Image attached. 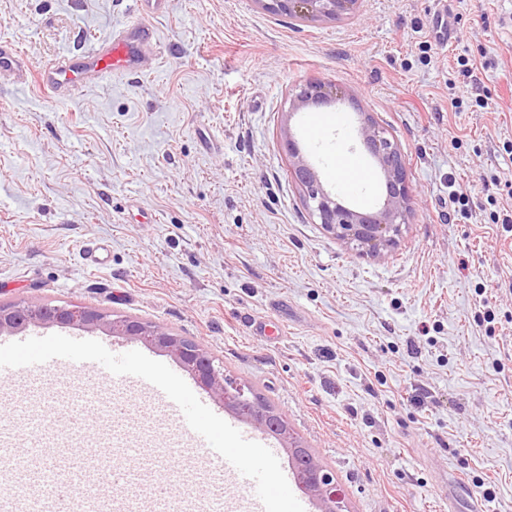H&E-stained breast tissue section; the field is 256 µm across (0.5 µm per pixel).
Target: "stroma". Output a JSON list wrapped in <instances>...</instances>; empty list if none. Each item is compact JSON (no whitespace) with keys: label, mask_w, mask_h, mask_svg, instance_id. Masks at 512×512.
<instances>
[{"label":"stroma","mask_w":512,"mask_h":512,"mask_svg":"<svg viewBox=\"0 0 512 512\" xmlns=\"http://www.w3.org/2000/svg\"><path fill=\"white\" fill-rule=\"evenodd\" d=\"M434 0H362L336 21L295 20L258 0H0V39L30 71L146 21L160 49L138 74L56 99L0 80V304L84 306L207 347L332 472L350 512H512V0H450L455 34L433 41ZM479 82H455L458 56ZM309 80L330 106L288 116ZM483 106H476V98ZM369 112L399 147L414 193L390 251L344 244L310 217L281 129L325 185L362 148L340 116ZM469 198L455 213L448 186ZM108 263L88 269L87 248ZM282 321L273 344L256 321ZM79 373L0 378V425L26 397ZM166 452L174 502L202 453L133 400L120 454Z\"/></svg>","instance_id":"stroma-1"}]
</instances>
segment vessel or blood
Wrapping results in <instances>:
<instances>
[{"label": "vessel or blood", "mask_w": 512, "mask_h": 512, "mask_svg": "<svg viewBox=\"0 0 512 512\" xmlns=\"http://www.w3.org/2000/svg\"><path fill=\"white\" fill-rule=\"evenodd\" d=\"M431 29L440 42H448V0H438ZM154 29L130 25L96 42L78 57H65L40 70V86L59 98L75 94L91 81L113 74H135L146 52L157 49ZM27 81L24 58L14 43L0 40V78ZM52 368L80 369L94 381H109L147 397L175 425L190 434L203 449L212 468L245 487L258 486L254 512H306V503L295 492L297 478L279 461L275 445L257 432L241 428L212 406L194 383L158 364L151 351L128 349L84 335L30 333L0 339V376L25 378ZM23 444L37 453L18 467L0 489V512H63L60 492L77 490V512H169L171 494L157 482L143 492L123 498L98 491L101 479H125L120 466L107 457L89 455L74 445H58L53 434L31 436L18 431Z\"/></svg>", "instance_id": "b4317fda"}]
</instances>
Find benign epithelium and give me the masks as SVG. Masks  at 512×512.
<instances>
[{
    "instance_id": "benign-epithelium-1",
    "label": "benign epithelium",
    "mask_w": 512,
    "mask_h": 512,
    "mask_svg": "<svg viewBox=\"0 0 512 512\" xmlns=\"http://www.w3.org/2000/svg\"><path fill=\"white\" fill-rule=\"evenodd\" d=\"M273 13L298 18L336 19L356 9L361 0H257ZM332 102L325 85L307 82L295 87L288 99L287 117L311 106ZM356 135L360 145L373 158L383 184V193L376 207L361 210L341 202L337 191L324 186L309 152L299 145L290 130H283L288 166L300 187L305 206L316 223L336 236V239L379 253L394 246L406 224L411 194L406 181L404 162L398 146L368 113H359ZM17 308L0 305V335L17 333L33 326L78 328L87 331L103 330L119 333L133 340H148L167 351L199 382L211 391L224 407L243 412L246 421L264 432L274 434L288 449L289 457L298 466L300 483L316 502V512H349L343 495L327 467L308 449L295 442L288 425L277 413L259 404L251 387L235 384L224 378V368L215 364L214 357L200 344L178 336L156 324L125 318L108 319V315L88 307L53 306L37 301Z\"/></svg>"
}]
</instances>
